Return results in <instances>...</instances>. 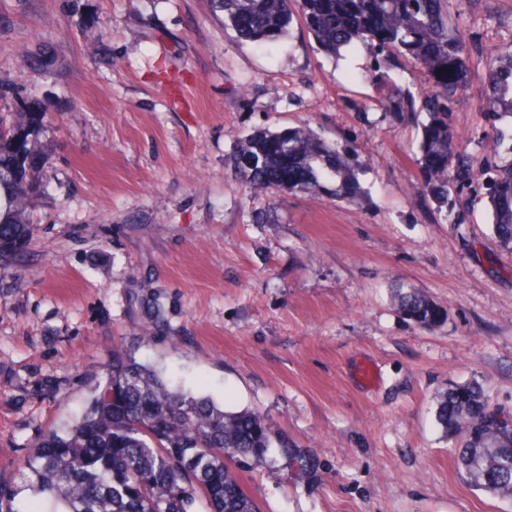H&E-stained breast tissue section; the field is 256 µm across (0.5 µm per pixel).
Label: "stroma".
<instances>
[{
  "mask_svg": "<svg viewBox=\"0 0 512 512\" xmlns=\"http://www.w3.org/2000/svg\"><path fill=\"white\" fill-rule=\"evenodd\" d=\"M451 12L473 38L452 121L474 149L512 132L480 93L512 0ZM368 66L297 22L272 45L239 40L207 0H0V112L47 114L32 238L0 267L1 488L32 499L33 443L80 418L120 347L287 439L273 472L243 475L261 512H512L460 473L435 421L437 396L473 379L512 415V253L483 206L454 225L417 196V128L371 106ZM303 123L365 162L367 202L245 195L238 141ZM269 206L275 223H253ZM402 285L447 321L404 319Z\"/></svg>",
  "mask_w": 512,
  "mask_h": 512,
  "instance_id": "1",
  "label": "stroma"
}]
</instances>
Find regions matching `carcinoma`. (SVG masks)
Listing matches in <instances>:
<instances>
[{
  "instance_id": "carcinoma-1",
  "label": "carcinoma",
  "mask_w": 512,
  "mask_h": 512,
  "mask_svg": "<svg viewBox=\"0 0 512 512\" xmlns=\"http://www.w3.org/2000/svg\"><path fill=\"white\" fill-rule=\"evenodd\" d=\"M224 25L244 41L273 44L294 19L318 49L338 56L363 51L373 60V105L393 104L417 123L418 193L438 212H467L484 203L494 238L512 252V156L477 157L462 148L450 121L471 82L470 53L452 23V0H210ZM411 60L427 77L419 98L383 71L394 58ZM485 112L512 116V43L489 62L482 84ZM45 113L29 107L0 115V264L16 260L32 236L23 215L36 189V136ZM240 180L253 193L327 196L359 205L368 198L363 163L308 125L259 128L238 142ZM400 314L421 329L447 321V311L419 289L399 287ZM436 421L457 442L459 467L476 486L512 493V420L489 402L476 381L439 395ZM292 455L253 410L226 411L210 398L168 383L123 348L112 351L104 384L71 428L50 430L35 443L24 474L56 512H259L240 472L270 465L269 453Z\"/></svg>"
}]
</instances>
